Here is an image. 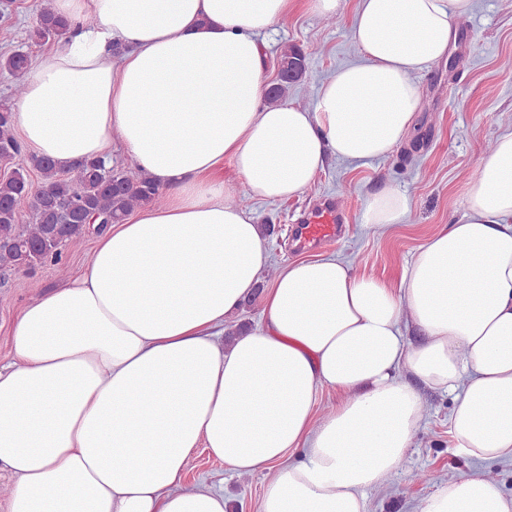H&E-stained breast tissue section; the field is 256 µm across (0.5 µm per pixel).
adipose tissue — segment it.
I'll list each match as a JSON object with an SVG mask.
<instances>
[{"mask_svg": "<svg viewBox=\"0 0 512 512\" xmlns=\"http://www.w3.org/2000/svg\"><path fill=\"white\" fill-rule=\"evenodd\" d=\"M473 2L358 0L361 59L322 83L310 112L264 102L259 37L295 0H52L77 28L25 80L15 128L28 155L67 171L110 158L117 137L168 195L97 236L85 265L12 328L0 364L10 512H227L223 489L183 484L198 448L233 473L267 472L258 512H367L366 489L424 420L417 380L453 394L454 448L512 460V132L483 157L462 219L417 250L399 287L333 255L302 259L229 343L224 319L268 252L209 177L229 158L249 195L286 201L327 154L387 156L412 127L416 73L447 54L451 19ZM410 211L388 187L362 222L382 231ZM326 390L338 400L320 419ZM298 448L304 460L291 461ZM419 512H512V496L465 476Z\"/></svg>", "mask_w": 512, "mask_h": 512, "instance_id": "obj_1", "label": "adipose tissue"}]
</instances>
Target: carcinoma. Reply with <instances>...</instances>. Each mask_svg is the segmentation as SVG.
Returning a JSON list of instances; mask_svg holds the SVG:
<instances>
[{
    "label": "carcinoma",
    "mask_w": 512,
    "mask_h": 512,
    "mask_svg": "<svg viewBox=\"0 0 512 512\" xmlns=\"http://www.w3.org/2000/svg\"><path fill=\"white\" fill-rule=\"evenodd\" d=\"M71 24L53 12L50 4L41 9L33 37L39 43L66 40ZM29 66V56L15 51L0 61V69L16 79L13 95L24 93L20 79ZM279 68L305 71V56L296 47H285L280 54ZM40 176L43 195L30 206V221L20 223L24 201L33 195L30 171ZM163 194L147 176H129L100 160L79 163L68 173L56 168L48 158L23 155L14 134V111L0 103V271L29 272L47 260L61 261L62 248L80 246L90 232L89 221L103 228L123 221L137 208L158 206Z\"/></svg>",
    "instance_id": "cac0c4a2"
}]
</instances>
